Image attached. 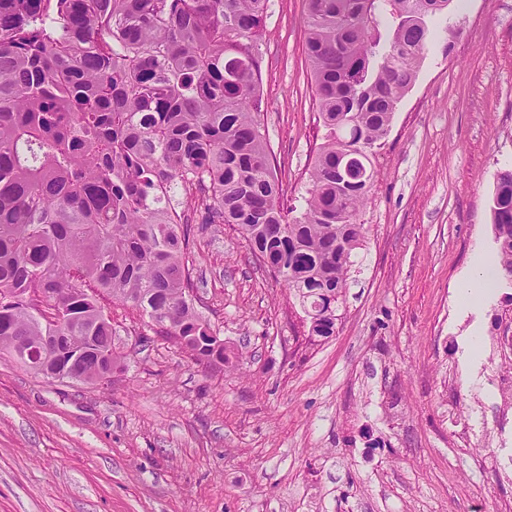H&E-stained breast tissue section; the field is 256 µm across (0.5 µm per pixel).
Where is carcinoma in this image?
<instances>
[{"label":"carcinoma","mask_w":512,"mask_h":512,"mask_svg":"<svg viewBox=\"0 0 512 512\" xmlns=\"http://www.w3.org/2000/svg\"><path fill=\"white\" fill-rule=\"evenodd\" d=\"M268 0H0V353L49 381L100 384L117 368L112 313L132 308L195 363L226 364L194 306L200 223L231 224L252 254L335 333L362 245L358 221L381 148L428 45L456 33L450 0H305L304 53L324 142L300 208L282 202L262 130ZM299 215H294V212ZM495 264L512 276V169L491 205ZM64 310L54 321L27 298Z\"/></svg>","instance_id":"cac0c4a2"}]
</instances>
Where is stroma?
Masks as SVG:
<instances>
[{
	"label": "stroma",
	"instance_id": "35a3bbf8",
	"mask_svg": "<svg viewBox=\"0 0 512 512\" xmlns=\"http://www.w3.org/2000/svg\"><path fill=\"white\" fill-rule=\"evenodd\" d=\"M373 159L365 245L333 336L309 335L238 230L194 225L197 310L231 352L194 363L112 305L108 386L50 382L0 354V512H494L512 504V404L492 300L452 296L497 251L490 206L512 167V0H451ZM303 0H269L264 110L296 201L322 130Z\"/></svg>",
	"mask_w": 512,
	"mask_h": 512
}]
</instances>
